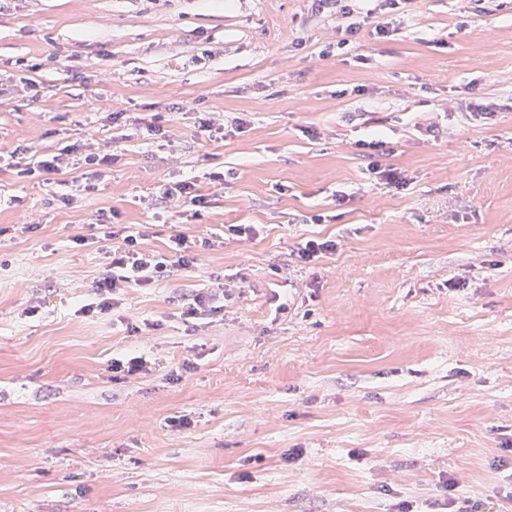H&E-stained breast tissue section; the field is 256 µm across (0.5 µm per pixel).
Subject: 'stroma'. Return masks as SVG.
<instances>
[{
  "mask_svg": "<svg viewBox=\"0 0 512 512\" xmlns=\"http://www.w3.org/2000/svg\"><path fill=\"white\" fill-rule=\"evenodd\" d=\"M382 19L378 39L310 0L0 8V153L108 138L116 156L67 206L71 174L0 166V512H443L451 477L512 512V0ZM188 178L209 207L164 212L160 186ZM103 211L150 226L147 249L217 245L78 317L105 253L75 240ZM311 237L336 250L305 265ZM216 276L241 296L191 331L178 304ZM127 356L149 372L115 376ZM188 109L190 112H196L198 114L197 117V128L198 130L204 134L208 139H212L215 133L219 132L223 134L224 124L216 123V118L212 116L213 112H206L201 110L198 107V104H188L186 107H182V109Z\"/></svg>",
  "mask_w": 512,
  "mask_h": 512,
  "instance_id": "35a3bbf8",
  "label": "stroma"
}]
</instances>
